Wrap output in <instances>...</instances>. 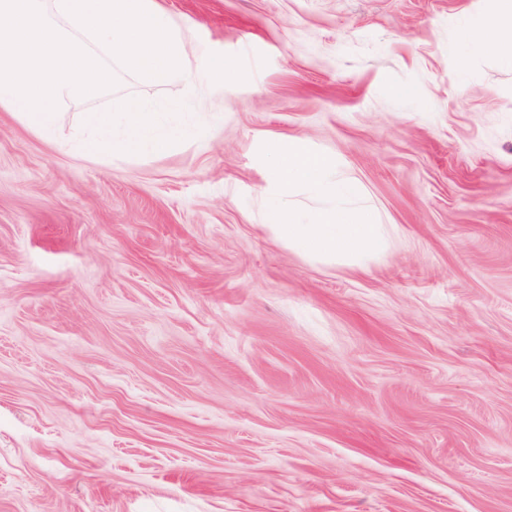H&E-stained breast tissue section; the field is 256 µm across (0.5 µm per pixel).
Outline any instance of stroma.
<instances>
[{
    "label": "stroma",
    "mask_w": 512,
    "mask_h": 512,
    "mask_svg": "<svg viewBox=\"0 0 512 512\" xmlns=\"http://www.w3.org/2000/svg\"><path fill=\"white\" fill-rule=\"evenodd\" d=\"M159 3L193 87L0 112V512H512V67L457 44L491 0ZM127 98L181 137L73 150ZM288 136L393 225L368 269L259 225Z\"/></svg>",
    "instance_id": "1"
}]
</instances>
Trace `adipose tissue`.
<instances>
[{
	"label": "adipose tissue",
	"instance_id": "ef3b65f1",
	"mask_svg": "<svg viewBox=\"0 0 512 512\" xmlns=\"http://www.w3.org/2000/svg\"><path fill=\"white\" fill-rule=\"evenodd\" d=\"M493 2L491 13L470 16L461 32V41L483 44L512 63V0ZM86 123L92 129L111 128L112 151L116 154H134L145 149L162 151L171 141L160 113L149 111L134 100L121 102L114 113H87Z\"/></svg>",
	"mask_w": 512,
	"mask_h": 512
}]
</instances>
